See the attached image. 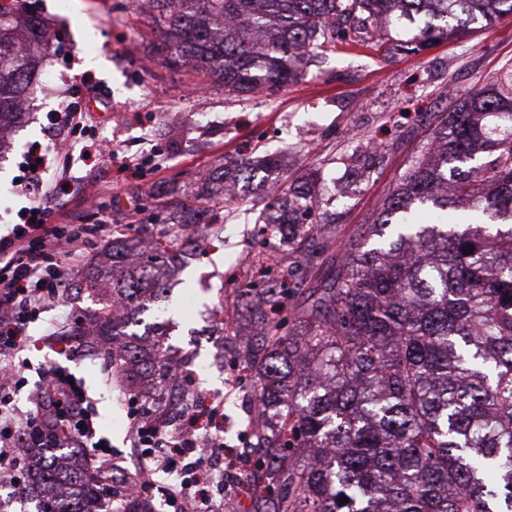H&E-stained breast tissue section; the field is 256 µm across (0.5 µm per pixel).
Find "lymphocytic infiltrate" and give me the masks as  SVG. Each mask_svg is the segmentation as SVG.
<instances>
[{
  "label": "lymphocytic infiltrate",
  "instance_id": "1",
  "mask_svg": "<svg viewBox=\"0 0 512 512\" xmlns=\"http://www.w3.org/2000/svg\"><path fill=\"white\" fill-rule=\"evenodd\" d=\"M55 162L53 148L33 144L15 181L17 192L26 195L31 187L47 185L46 174ZM49 217L42 201H35L21 212L19 224L0 234V366L9 373L0 381V482L18 489L24 486L30 448H82L104 471L112 469V452L96 432L94 409L81 384L62 368L42 369L44 384L31 396L30 409L15 413V396L27 382L19 360L29 342L26 329L47 304L63 296L65 272L83 262L93 232L84 224L50 223ZM128 416L132 447L166 451L161 462L145 460L135 494L153 495L158 473L202 469L196 438L212 426L216 409L196 406L177 433L143 401L129 399Z\"/></svg>",
  "mask_w": 512,
  "mask_h": 512
}]
</instances>
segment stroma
I'll list each match as a JSON object with an SVG mask.
<instances>
[{"mask_svg":"<svg viewBox=\"0 0 512 512\" xmlns=\"http://www.w3.org/2000/svg\"><path fill=\"white\" fill-rule=\"evenodd\" d=\"M21 9L46 22L51 45L44 72L54 80L40 84L23 125L0 147V225L12 224L25 206L14 182L30 146L47 142L50 112L63 92L81 98L89 134L117 146L104 161L80 155L77 143L58 148L61 164L74 177L72 196L45 199L52 210L82 211L86 217L106 212L115 224H132L131 259L149 253L167 236V204L195 179L215 168L233 169L251 152H276L283 168L275 182H305L320 206L309 217L322 223L336 216V239L345 241L367 223L390 187L424 150L433 115L454 108L471 89L493 82L512 66V17L470 24L468 33L416 54L393 56L353 45L313 59L299 79L278 93L225 94L222 86L187 67L173 69L155 51L158 37L133 0H69L58 11L56 0H20ZM97 29V47L85 45L86 32ZM377 143L368 164L350 156L361 143ZM238 195L247 204L216 208L215 230L222 244L184 266L165 265L159 279L167 291L140 315L154 322L158 309L168 311L169 344L184 355L207 363L195 383L206 390L224 388L222 336L209 335L207 322L216 307L224 309L230 333L252 331L249 315L237 295L246 266L261 254L288 255L286 237L261 232L257 211L249 202L263 197V184L242 181ZM108 296L51 307L26 330L30 343L28 384L16 404L27 409L38 386L37 367L65 368L81 380L97 410L99 432L113 450L125 448L129 419L105 365L91 353L48 343L63 333L66 314L87 318L89 311L109 307Z\"/></svg>","mask_w":512,"mask_h":512,"instance_id":"obj_1","label":"stroma"}]
</instances>
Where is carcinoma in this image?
Listing matches in <instances>:
<instances>
[{
    "instance_id": "cac0c4a2",
    "label": "carcinoma",
    "mask_w": 512,
    "mask_h": 512,
    "mask_svg": "<svg viewBox=\"0 0 512 512\" xmlns=\"http://www.w3.org/2000/svg\"><path fill=\"white\" fill-rule=\"evenodd\" d=\"M156 49L247 95L282 91L304 57L336 42L369 44L385 20L436 16L404 46L418 52L481 17L512 16V0H147ZM43 19L0 11V136L21 121L48 51ZM436 125L364 230L336 252V231L301 224L315 199L301 185L267 194L259 215L286 224L301 259L259 270L239 288L258 326L242 371L257 400L262 449L247 478L252 512H512V67L475 88ZM224 174L174 203L165 223L205 214L227 195ZM467 206L458 230L448 209ZM180 235L112 285L125 313L101 312L90 350L112 344L127 391L148 401L166 386L168 322L139 335L128 311L166 293L156 269ZM93 299L98 270L74 284ZM27 483L36 512H104L107 490L73 448H37ZM349 502H340V496Z\"/></svg>"
}]
</instances>
